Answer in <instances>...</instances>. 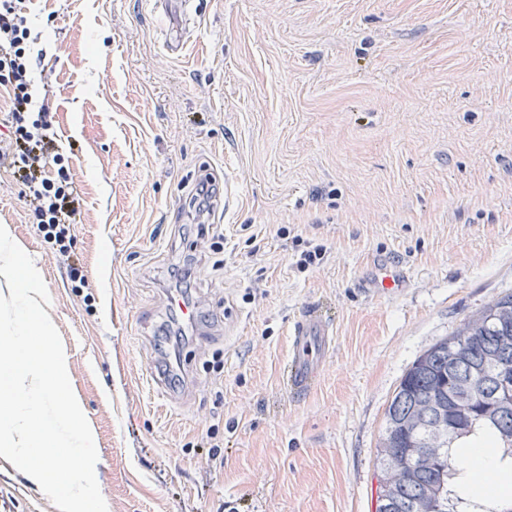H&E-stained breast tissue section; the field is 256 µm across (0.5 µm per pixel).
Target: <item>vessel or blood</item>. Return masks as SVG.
<instances>
[{"instance_id":"vessel-or-blood-1","label":"vessel or blood","mask_w":512,"mask_h":512,"mask_svg":"<svg viewBox=\"0 0 512 512\" xmlns=\"http://www.w3.org/2000/svg\"><path fill=\"white\" fill-rule=\"evenodd\" d=\"M406 281L391 261L378 264L364 286L367 291L379 294H395ZM334 341L331 324L320 308L303 310L291 329V351L285 361L282 379L288 392L303 395L317 384L322 366Z\"/></svg>"}]
</instances>
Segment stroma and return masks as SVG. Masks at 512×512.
Returning a JSON list of instances; mask_svg holds the SVG:
<instances>
[{
    "mask_svg": "<svg viewBox=\"0 0 512 512\" xmlns=\"http://www.w3.org/2000/svg\"><path fill=\"white\" fill-rule=\"evenodd\" d=\"M21 8L47 48L35 81L52 131L74 147L73 249L92 307L6 166L0 225L48 288L108 512H375L376 448L403 373L512 293V0ZM176 32L179 55L165 47ZM205 168L239 192L214 217L218 255L189 207ZM191 258L205 274L187 298L208 326L174 351L168 272ZM380 258L404 272L400 293L363 288ZM310 306L336 341L319 384L294 397L280 369ZM217 351L223 371L207 370ZM157 356L186 362L187 399L157 390ZM214 424L216 459L197 445ZM0 512H54L1 456Z\"/></svg>",
    "mask_w": 512,
    "mask_h": 512,
    "instance_id": "35a3bbf8",
    "label": "stroma"
}]
</instances>
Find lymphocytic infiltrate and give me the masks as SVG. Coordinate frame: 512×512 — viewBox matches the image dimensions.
I'll return each mask as SVG.
<instances>
[{
	"instance_id": "1",
	"label": "lymphocytic infiltrate",
	"mask_w": 512,
	"mask_h": 512,
	"mask_svg": "<svg viewBox=\"0 0 512 512\" xmlns=\"http://www.w3.org/2000/svg\"><path fill=\"white\" fill-rule=\"evenodd\" d=\"M42 56L15 0H0V85L8 87L11 99L10 136L0 143V164L18 174L38 231L56 247L79 294L89 282L71 251V231L82 198L69 173V157L51 132L48 106L38 101L32 74Z\"/></svg>"
}]
</instances>
